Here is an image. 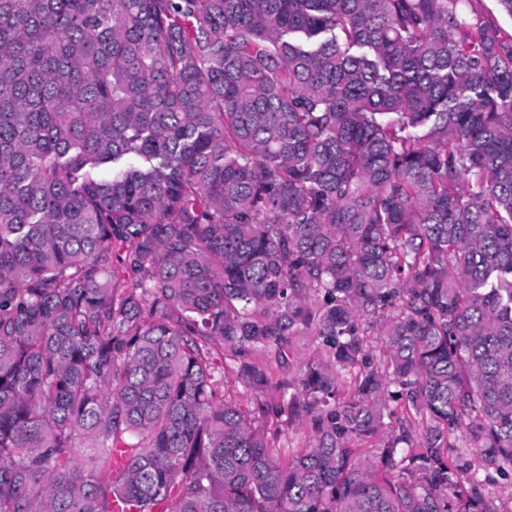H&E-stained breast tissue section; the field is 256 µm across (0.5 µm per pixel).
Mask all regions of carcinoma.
I'll return each mask as SVG.
<instances>
[{
    "label": "carcinoma",
    "instance_id": "carcinoma-1",
    "mask_svg": "<svg viewBox=\"0 0 512 512\" xmlns=\"http://www.w3.org/2000/svg\"><path fill=\"white\" fill-rule=\"evenodd\" d=\"M302 328L270 400L246 357ZM505 478L486 0H0V512H512ZM310 441V431L306 424H294L285 429L279 437L280 453L283 456H292Z\"/></svg>",
    "mask_w": 512,
    "mask_h": 512
}]
</instances>
